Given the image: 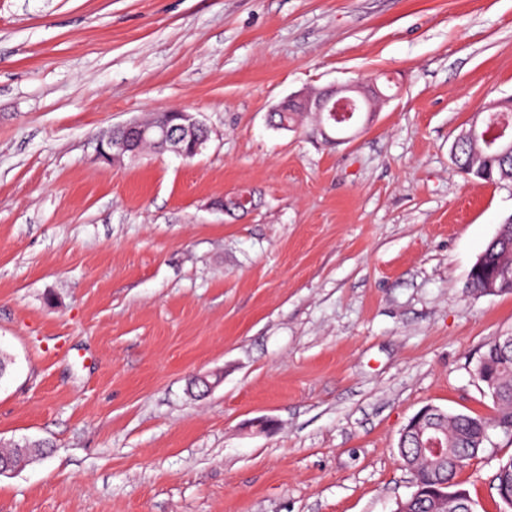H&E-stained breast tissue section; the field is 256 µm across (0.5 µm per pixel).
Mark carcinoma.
Masks as SVG:
<instances>
[{"label":"carcinoma","mask_w":512,"mask_h":512,"mask_svg":"<svg viewBox=\"0 0 512 512\" xmlns=\"http://www.w3.org/2000/svg\"><path fill=\"white\" fill-rule=\"evenodd\" d=\"M459 168L485 182L512 187V158L502 157L482 142L460 141L456 145ZM485 268L489 275L505 273L512 278V222L500 225L496 236L484 250ZM493 401L490 417L469 414H448L442 419L427 421L445 441L447 453L439 458L418 451L412 440L406 441L403 463L411 471L416 495L403 499L407 512H434L433 493L448 485V491L462 488L458 473L470 461L486 451L490 434L497 431L512 438V343L503 344L496 338L486 344L473 369ZM44 453L41 444L17 445L0 451V457L22 466ZM501 512H512V457L499 463L495 475Z\"/></svg>","instance_id":"cac0c4a2"}]
</instances>
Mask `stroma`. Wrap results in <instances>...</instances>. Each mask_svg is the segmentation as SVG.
Instances as JSON below:
<instances>
[{"label":"stroma","instance_id":"1","mask_svg":"<svg viewBox=\"0 0 512 512\" xmlns=\"http://www.w3.org/2000/svg\"><path fill=\"white\" fill-rule=\"evenodd\" d=\"M375 73L399 94L352 139L271 121ZM509 98L512 0H0V447L49 448L0 512H392L418 411L493 413L512 295L469 272L512 188L451 150ZM173 108L194 158L100 159ZM511 457L459 473L476 512ZM171 122L162 126V141L167 149L188 157L200 152V146L208 140V130L196 115L186 110H169ZM202 134L199 136V134ZM146 120L147 118L129 122L114 131L112 137L107 142L109 151H105L103 146L100 149L101 159L114 165L123 161L125 156L135 157L134 153L128 155V151L131 148L130 142L144 137L146 133Z\"/></svg>","mask_w":512,"mask_h":512}]
</instances>
